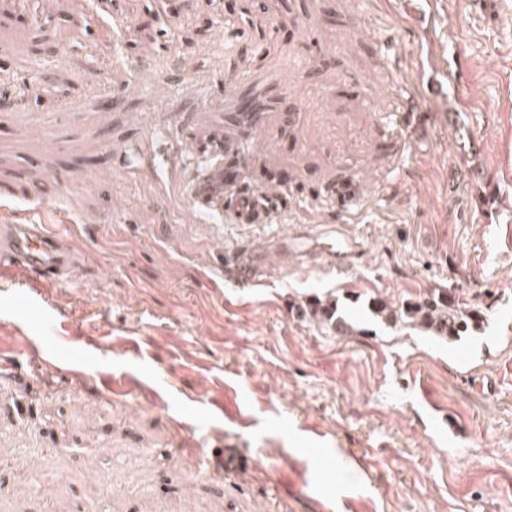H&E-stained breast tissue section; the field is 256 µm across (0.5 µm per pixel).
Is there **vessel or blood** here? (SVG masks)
Listing matches in <instances>:
<instances>
[{
	"instance_id": "1",
	"label": "vessel or blood",
	"mask_w": 512,
	"mask_h": 512,
	"mask_svg": "<svg viewBox=\"0 0 512 512\" xmlns=\"http://www.w3.org/2000/svg\"><path fill=\"white\" fill-rule=\"evenodd\" d=\"M194 194L201 205L224 201V168L215 166L200 182ZM66 225L51 226L35 222L15 223L0 220V267H13L44 277L61 276L71 264L72 240ZM285 251H307L320 257L330 268H344L360 251L353 238L330 230L317 235L282 240ZM266 256L255 251L243 252L237 264L240 282H251L264 267Z\"/></svg>"
}]
</instances>
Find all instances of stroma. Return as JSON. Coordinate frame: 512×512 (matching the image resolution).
<instances>
[{"mask_svg": "<svg viewBox=\"0 0 512 512\" xmlns=\"http://www.w3.org/2000/svg\"><path fill=\"white\" fill-rule=\"evenodd\" d=\"M1 93L0 215L76 258L0 275V512H512V0H0ZM220 147L271 219L195 213ZM318 224L362 245L347 271L280 252ZM437 288L481 326L373 311ZM266 256L255 251H244L237 264V278L241 283L251 282L265 266Z\"/></svg>", "mask_w": 512, "mask_h": 512, "instance_id": "35a3bbf8", "label": "stroma"}]
</instances>
